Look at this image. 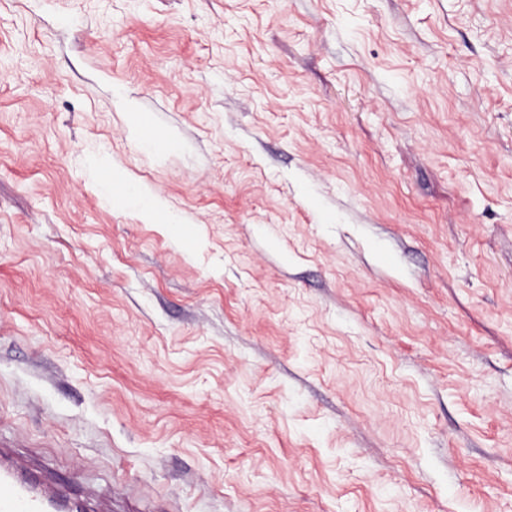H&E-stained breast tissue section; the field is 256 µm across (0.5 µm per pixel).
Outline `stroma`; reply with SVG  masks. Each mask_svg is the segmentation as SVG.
<instances>
[{
    "label": "stroma",
    "instance_id": "1",
    "mask_svg": "<svg viewBox=\"0 0 512 512\" xmlns=\"http://www.w3.org/2000/svg\"><path fill=\"white\" fill-rule=\"evenodd\" d=\"M0 446L93 512H512V0H0ZM135 199L141 209L149 215H156L159 212V199L154 196L139 194L130 184L124 180L112 177V200L113 202H126Z\"/></svg>",
    "mask_w": 512,
    "mask_h": 512
}]
</instances>
